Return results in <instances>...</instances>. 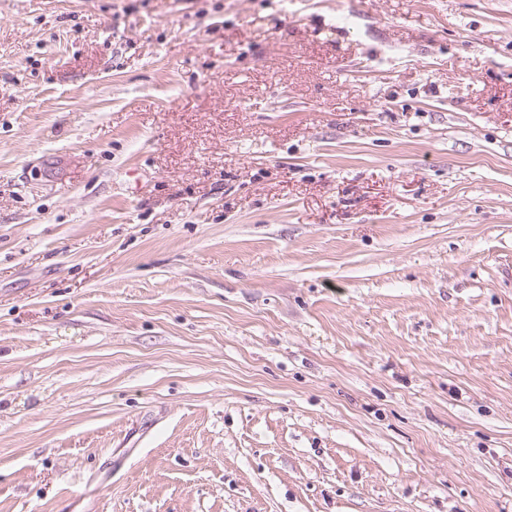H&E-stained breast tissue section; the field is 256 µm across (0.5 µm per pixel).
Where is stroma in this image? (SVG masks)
Wrapping results in <instances>:
<instances>
[{
	"label": "stroma",
	"mask_w": 512,
	"mask_h": 512,
	"mask_svg": "<svg viewBox=\"0 0 512 512\" xmlns=\"http://www.w3.org/2000/svg\"><path fill=\"white\" fill-rule=\"evenodd\" d=\"M0 512H512V0H0Z\"/></svg>",
	"instance_id": "1"
}]
</instances>
